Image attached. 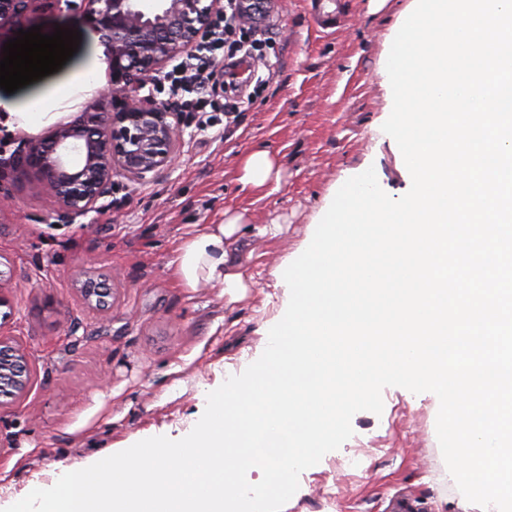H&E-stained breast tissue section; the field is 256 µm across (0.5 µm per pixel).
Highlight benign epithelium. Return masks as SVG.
Returning a JSON list of instances; mask_svg holds the SVG:
<instances>
[{
  "instance_id": "7a95c632",
  "label": "benign epithelium",
  "mask_w": 512,
  "mask_h": 512,
  "mask_svg": "<svg viewBox=\"0 0 512 512\" xmlns=\"http://www.w3.org/2000/svg\"><path fill=\"white\" fill-rule=\"evenodd\" d=\"M43 0H0V26L28 21ZM65 4L105 38L112 71L105 97L112 108L87 107L46 136L17 147L0 160V182L36 178L41 194L60 220L71 222L112 194L113 175L134 180L168 166L182 140L178 113L165 102L141 95L147 82L187 52L224 10V0H50ZM108 282L89 280L86 302H100ZM32 376L28 355L17 341L0 333V397H23Z\"/></svg>"
}]
</instances>
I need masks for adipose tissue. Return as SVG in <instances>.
Listing matches in <instances>:
<instances>
[{
	"mask_svg": "<svg viewBox=\"0 0 512 512\" xmlns=\"http://www.w3.org/2000/svg\"><path fill=\"white\" fill-rule=\"evenodd\" d=\"M64 97V88L57 87L34 104L0 99V127L9 131L21 127L35 133L51 126L62 118L55 107ZM242 225V215L228 213L220 223L195 226L171 261L183 287L193 290L208 284L230 294L245 287V270L236 252L228 247Z\"/></svg>",
	"mask_w": 512,
	"mask_h": 512,
	"instance_id": "ef3b65f1",
	"label": "adipose tissue"
}]
</instances>
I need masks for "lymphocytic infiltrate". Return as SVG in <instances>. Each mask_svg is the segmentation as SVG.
I'll return each instance as SVG.
<instances>
[{
  "label": "lymphocytic infiltrate",
  "mask_w": 512,
  "mask_h": 512,
  "mask_svg": "<svg viewBox=\"0 0 512 512\" xmlns=\"http://www.w3.org/2000/svg\"><path fill=\"white\" fill-rule=\"evenodd\" d=\"M240 0H224V13L213 19L189 52L152 84L182 118L196 119L200 127L214 124V113L239 112L243 101L224 78L223 59L256 58L263 41L255 29L241 25Z\"/></svg>",
  "instance_id": "lymphocytic-infiltrate-1"
}]
</instances>
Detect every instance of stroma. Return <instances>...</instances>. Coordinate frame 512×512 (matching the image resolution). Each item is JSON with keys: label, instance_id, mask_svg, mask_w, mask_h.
<instances>
[{"label": "stroma", "instance_id": "obj_1", "mask_svg": "<svg viewBox=\"0 0 512 512\" xmlns=\"http://www.w3.org/2000/svg\"><path fill=\"white\" fill-rule=\"evenodd\" d=\"M412 0H342L334 32L315 27L308 0H256L258 25L276 33L264 53L274 64L235 122L183 125L180 152L167 168L137 181L115 173L111 196L72 224H56L34 177L0 186V330L27 351L33 380L25 396L0 404V512L100 452H120L154 436L185 437L201 418L207 392L241 374L267 346L262 325L286 298L275 267L297 255L336 183L374 168L380 187L399 197L411 184L382 130L391 93L381 69L389 40ZM32 25L81 34L57 72L11 93L26 103L72 84L96 49L94 30L44 0ZM270 150L278 179L241 190L239 163ZM246 226L279 224V236L252 239L241 253L261 285L242 299L210 286L181 287L170 261L196 224L225 212ZM90 278L109 279L104 306L85 303ZM382 414L356 413L353 435L303 471L282 512H464L448 481L429 393L382 392ZM355 467H347V460Z\"/></svg>", "mask_w": 512, "mask_h": 512}]
</instances>
